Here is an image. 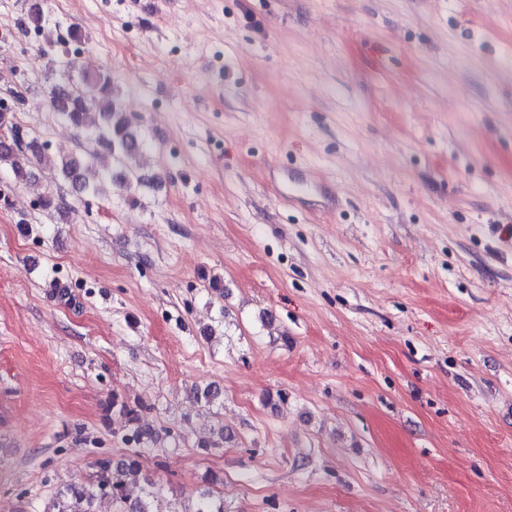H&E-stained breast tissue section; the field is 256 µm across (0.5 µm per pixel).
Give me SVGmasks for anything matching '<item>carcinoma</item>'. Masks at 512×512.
I'll return each instance as SVG.
<instances>
[{"label":"carcinoma","mask_w":512,"mask_h":512,"mask_svg":"<svg viewBox=\"0 0 512 512\" xmlns=\"http://www.w3.org/2000/svg\"><path fill=\"white\" fill-rule=\"evenodd\" d=\"M26 29L51 30L54 20L39 6H32L20 21ZM12 107L0 106V168L9 169L18 182L32 176L33 163L52 165L70 182L78 197L99 194L101 181L116 180L125 188L145 185L142 176L134 172L114 173L113 167H123L129 158L143 153V139L138 129L121 111L113 96L112 76L107 71L81 72L79 81L71 86L55 83L48 91V104L61 118L82 130L88 113L96 111L99 122L87 133L95 143L92 154H60L51 156L28 138L15 122V112L24 102L21 91H9ZM143 479V463L137 451L114 463L100 458L94 463L89 479L70 482L58 491L52 512H94L98 498L109 496L119 504L120 512H151L152 491L139 488ZM191 512H224V499L212 491L201 492Z\"/></svg>","instance_id":"1"}]
</instances>
